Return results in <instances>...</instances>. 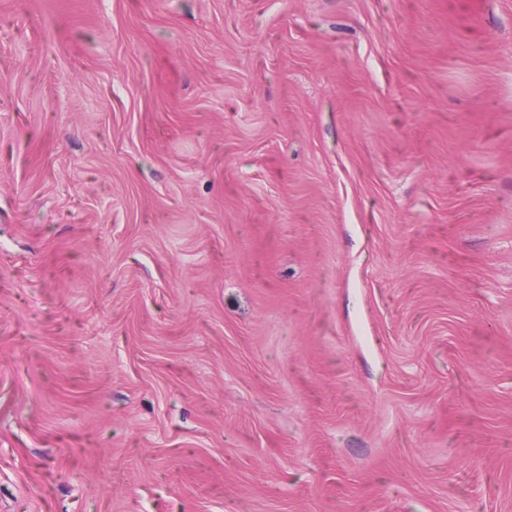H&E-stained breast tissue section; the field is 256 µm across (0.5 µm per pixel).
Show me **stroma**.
<instances>
[{
    "label": "stroma",
    "instance_id": "1",
    "mask_svg": "<svg viewBox=\"0 0 512 512\" xmlns=\"http://www.w3.org/2000/svg\"><path fill=\"white\" fill-rule=\"evenodd\" d=\"M0 512H512V0H0Z\"/></svg>",
    "mask_w": 512,
    "mask_h": 512
}]
</instances>
